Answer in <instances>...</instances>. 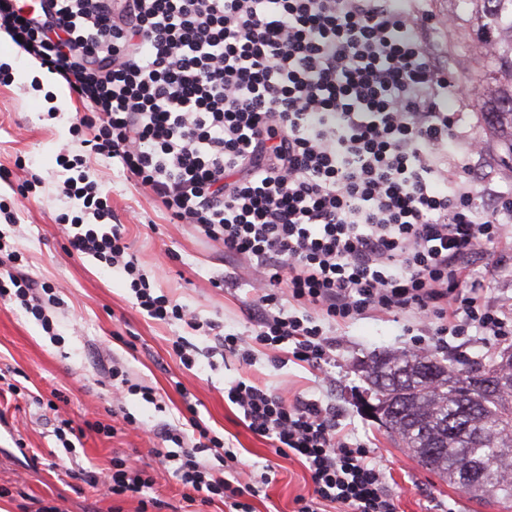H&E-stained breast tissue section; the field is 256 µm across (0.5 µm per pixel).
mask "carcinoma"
<instances>
[{"instance_id": "carcinoma-1", "label": "carcinoma", "mask_w": 512, "mask_h": 512, "mask_svg": "<svg viewBox=\"0 0 512 512\" xmlns=\"http://www.w3.org/2000/svg\"><path fill=\"white\" fill-rule=\"evenodd\" d=\"M481 61L474 86L489 130L512 161V0H462ZM372 412L427 470L468 491L512 498V346L460 367L414 351L379 352L361 365ZM490 375L477 410L454 421Z\"/></svg>"}]
</instances>
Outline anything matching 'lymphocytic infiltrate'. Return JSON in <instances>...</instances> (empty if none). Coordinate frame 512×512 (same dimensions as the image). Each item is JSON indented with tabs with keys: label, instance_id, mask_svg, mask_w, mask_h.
Returning <instances> with one entry per match:
<instances>
[{
	"label": "lymphocytic infiltrate",
	"instance_id": "1",
	"mask_svg": "<svg viewBox=\"0 0 512 512\" xmlns=\"http://www.w3.org/2000/svg\"><path fill=\"white\" fill-rule=\"evenodd\" d=\"M414 8L392 0H0V29L21 37L44 68L86 105L91 153L119 164L189 225L247 264V335L225 332L156 292L129 252L82 155L60 156L76 213L73 253L130 277L136 306L180 322L252 366L256 350L314 376L335 366L329 330L368 313H410L437 333L512 335V304L485 297L503 267L491 249L512 230V188L487 191L470 158L479 141L446 108L460 88L430 55ZM21 254L0 245V300L53 334L56 286L14 273ZM224 395L276 455L313 484L295 512H397L370 446L342 426L324 397L289 396L241 377ZM187 430L153 429L151 469L116 456L82 473L104 496H154L173 474L183 499L253 512L270 472L244 482L233 446L186 403ZM212 452L216 463L200 461Z\"/></svg>",
	"mask_w": 512,
	"mask_h": 512
}]
</instances>
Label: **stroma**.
I'll return each instance as SVG.
<instances>
[{"instance_id": "1", "label": "stroma", "mask_w": 512, "mask_h": 512, "mask_svg": "<svg viewBox=\"0 0 512 512\" xmlns=\"http://www.w3.org/2000/svg\"><path fill=\"white\" fill-rule=\"evenodd\" d=\"M435 17L453 20L450 29L435 30L427 48L448 69L465 92L449 99V111L458 113L457 129L483 143L474 157L476 169L495 180L512 178V166L501 160L494 135L480 118L479 100L470 94L469 77L479 66L468 45L458 0H422ZM21 49L0 44V62L10 61L11 79L0 84V198L14 207L19 223L7 239L23 254L21 273L61 286L64 306L58 310L60 342L50 341L36 321L17 305L0 301V369L22 372L21 393L0 383V512H37L40 501H54L60 512H138L134 500L104 497L75 479V471L108 469L113 456L128 464H149L151 443L144 426L177 424L183 384L197 402L200 418L239 450L241 478L249 480L264 466L274 474L266 496L253 499L254 512H293L297 496L311 493L312 484L302 465L277 456L268 441L254 435L239 420L235 406L224 398L225 383L245 376L271 387L288 384L305 396L327 395L342 416V424L369 440L374 454L391 473L389 487L400 497V512H435L440 503H453L456 512H512V499L480 497L423 468L380 422L365 411L367 384L360 364L380 351L412 348L414 341L434 337V329L408 316L374 313L337 325L336 365L327 380L315 379L294 364L275 365L265 352L255 354L252 367L234 356L212 355L213 340L177 323L150 319L134 305L129 282L121 269H110L93 257L69 255L58 223L68 205L58 186L67 176L56 162L63 153L81 152L91 130L73 136L71 127L84 107L58 80L33 86L29 73L20 71ZM87 163L109 194L112 221L124 225L130 252L151 276L155 287L201 317L223 325L228 332L249 328L244 305L247 289L222 291L213 280L223 278L224 254L197 237L188 225L170 223L160 203L126 178L119 165L96 155ZM42 183L29 193L20 186L30 175ZM184 337L200 353L193 369H185L171 345ZM120 363L133 381L150 386L155 403L130 395L125 413L138 427L125 425L122 416H110L96 399L112 363ZM60 389L67 404L59 412L74 423L99 419L118 427L116 437L89 435L74 453H64L53 434V420L32 401Z\"/></svg>"}]
</instances>
